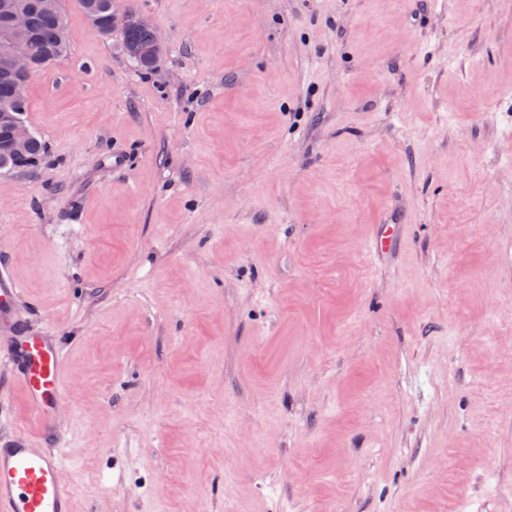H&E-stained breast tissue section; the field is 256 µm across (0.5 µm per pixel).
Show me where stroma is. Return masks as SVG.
<instances>
[{
  "label": "stroma",
  "mask_w": 512,
  "mask_h": 512,
  "mask_svg": "<svg viewBox=\"0 0 512 512\" xmlns=\"http://www.w3.org/2000/svg\"><path fill=\"white\" fill-rule=\"evenodd\" d=\"M62 6L0 269L74 512H512V0H115L145 74ZM160 43L161 42L156 32L145 23L138 24L134 27L128 28L124 32V45L126 47V50L129 46H133L130 47L129 52L134 55H139V53L141 52L139 48L150 49ZM160 50V46L155 47L153 49V54L158 55ZM20 292L18 284L0 271V372L16 380L27 396L30 416L47 430L50 413L63 402L61 348L49 336L16 335L7 299Z\"/></svg>",
  "instance_id": "obj_1"
}]
</instances>
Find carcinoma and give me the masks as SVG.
I'll return each instance as SVG.
<instances>
[{
	"label": "carcinoma",
	"instance_id": "1",
	"mask_svg": "<svg viewBox=\"0 0 512 512\" xmlns=\"http://www.w3.org/2000/svg\"><path fill=\"white\" fill-rule=\"evenodd\" d=\"M113 0H79L84 15L94 14L99 18L95 29L102 36H110L108 19L112 12ZM28 6V28L23 35L21 46L30 58L35 72L40 73L55 66L69 52L66 40V13L61 0H55V11L48 12L39 5V0H26ZM160 43L156 32L142 23L128 28L124 32V45L150 49ZM18 80L16 76L3 77L0 75V112H13L20 120H25L29 111V100L18 103L14 99L13 85ZM46 146L41 137L31 134L26 159L20 160L7 151L0 150V169L20 170L35 164L42 159Z\"/></svg>",
	"mask_w": 512,
	"mask_h": 512
}]
</instances>
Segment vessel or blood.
<instances>
[{
  "instance_id": "obj_1",
  "label": "vessel or blood",
  "mask_w": 512,
  "mask_h": 512,
  "mask_svg": "<svg viewBox=\"0 0 512 512\" xmlns=\"http://www.w3.org/2000/svg\"><path fill=\"white\" fill-rule=\"evenodd\" d=\"M18 284L0 271V372L24 390L29 414L41 423L63 402L61 348L42 335H17L8 300ZM63 461L55 448L33 435L0 431V512H73L72 490L61 478Z\"/></svg>"
}]
</instances>
